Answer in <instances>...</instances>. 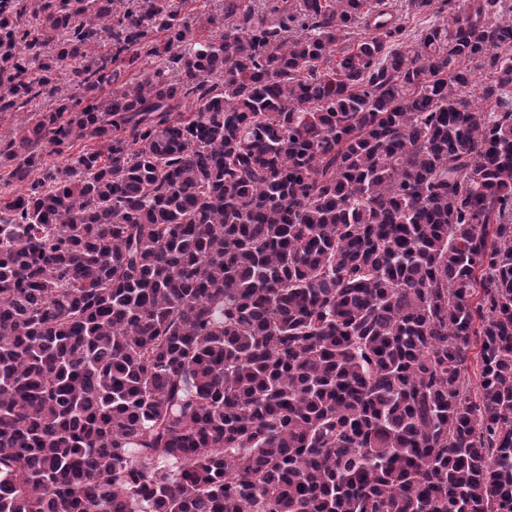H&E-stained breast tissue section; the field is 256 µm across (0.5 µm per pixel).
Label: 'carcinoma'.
<instances>
[{
    "mask_svg": "<svg viewBox=\"0 0 512 512\" xmlns=\"http://www.w3.org/2000/svg\"><path fill=\"white\" fill-rule=\"evenodd\" d=\"M187 6L0 0V512H512L503 0ZM196 9L192 12L196 27L204 34L212 35L207 18L212 14H219L222 9V0H192ZM56 85L57 89L54 97L37 101L32 112H4L0 114V138L3 139L13 132L15 128L27 123L29 118L48 109L55 100L70 95L72 89L67 80H64V75L60 77Z\"/></svg>",
    "mask_w": 512,
    "mask_h": 512,
    "instance_id": "cac0c4a2",
    "label": "carcinoma"
}]
</instances>
